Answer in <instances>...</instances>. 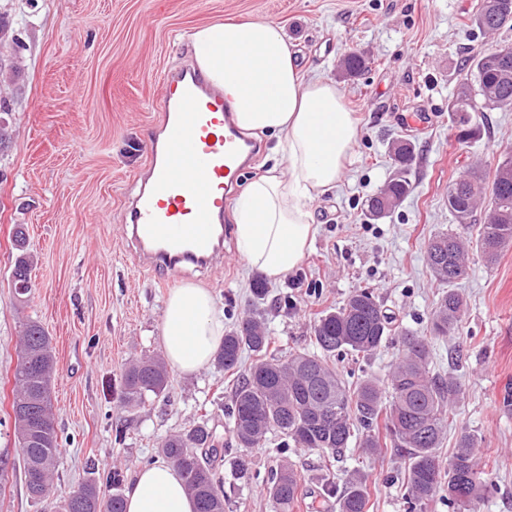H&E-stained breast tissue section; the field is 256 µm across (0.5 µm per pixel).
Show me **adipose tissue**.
<instances>
[{"label": "adipose tissue", "mask_w": 512, "mask_h": 512, "mask_svg": "<svg viewBox=\"0 0 512 512\" xmlns=\"http://www.w3.org/2000/svg\"><path fill=\"white\" fill-rule=\"evenodd\" d=\"M194 61L224 92L238 127L277 139L282 154L247 182L234 201V235L249 266L278 281L312 248L317 228L310 204L332 190L357 145L358 126L335 83L306 78L297 49L273 23L217 21L192 34ZM170 368H206L224 341V310L207 289L174 288L162 319ZM126 512H194L176 468L157 462L138 470L125 494Z\"/></svg>", "instance_id": "ef3b65f1"}]
</instances>
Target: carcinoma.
Segmentation results:
<instances>
[{"label": "carcinoma", "instance_id": "1", "mask_svg": "<svg viewBox=\"0 0 512 512\" xmlns=\"http://www.w3.org/2000/svg\"><path fill=\"white\" fill-rule=\"evenodd\" d=\"M473 24L482 34L512 26V0H480ZM507 55L484 52L468 62L470 76L459 83L448 104L455 139L468 143L481 134L475 112L512 107V45ZM339 68L345 77L361 74L365 59L346 54ZM396 170L389 181L367 200L366 216L381 219L395 211L410 192L408 170L414 151L410 143L393 146ZM487 200L484 223H475L481 200ZM448 210L457 231L442 232L428 242L427 261L434 278L448 286L432 318V333H455L463 300L454 285L466 273L464 235L477 230L476 245L485 262L496 261L499 251L512 244V161L496 167L491 191L473 173L457 179L448 190ZM18 254L12 269L13 285L30 282L32 259L23 249V231L15 232ZM398 336L400 350L386 381L367 376L350 386L328 359L352 353L370 356ZM319 353L298 352L281 359L270 353V337L258 312L224 334V345L214 358L217 367L234 371L244 351L254 355L240 374L226 415L230 439L238 448H260L270 436L282 448H305L322 454L324 461L341 455L355 439L369 456L394 448L407 463L406 494L413 512H428L436 494L447 497L452 512H480L488 489L479 453L481 441L460 432L448 462L439 450L454 415L460 393L456 377L435 376L429 370L426 342L407 333L396 334L394 317L367 289L355 291L335 311L322 313L311 329ZM55 362L50 340L39 322L23 325L17 363L13 369L11 418L20 448L28 495L39 501L54 497L53 477L60 455L52 405ZM168 372L158 356H143L128 363L120 374L119 399L128 407L144 404L167 389ZM216 431L202 422L164 439L160 452L180 473L195 501L196 512H224V488L216 466L226 446H218ZM123 473L114 469L105 477L112 493L105 495L95 481L84 483L55 512H125ZM322 491L336 496L339 512H367L369 492L354 474L337 488L330 480ZM299 478L286 460L278 464L268 487L273 512H291L298 502Z\"/></svg>", "mask_w": 512, "mask_h": 512}]
</instances>
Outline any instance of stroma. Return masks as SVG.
<instances>
[{"mask_svg":"<svg viewBox=\"0 0 512 512\" xmlns=\"http://www.w3.org/2000/svg\"><path fill=\"white\" fill-rule=\"evenodd\" d=\"M476 2L0 0V21L20 39L16 46L0 40V61L20 66L15 74L0 71L10 135L0 149V468L6 485L0 512L43 510L26 491L9 416L25 319L43 324L57 362L58 496L115 468L132 481L139 468L159 460L165 437L189 425L204 421L228 434L225 408L235 378L216 365L189 375L170 372L166 397L132 410L118 407L113 388L125 362L162 353V313L173 289L136 266L121 230L149 163L162 77L192 63L194 29L238 18L279 25L297 45L304 75L336 84L357 121V146L336 188L312 203L317 234L311 251L296 273L268 282L264 301L253 296L258 272L232 237L224 242L228 267L188 266L182 281L212 292L225 329L260 309L270 349L282 358L313 351L311 327L321 312L341 307L355 290L372 291L400 329L427 337L431 373L454 375L461 385L443 454L452 452L459 431L481 436L490 491L480 512H512V409L503 405L504 390L512 387V246L491 265L471 252L470 268L456 285L464 302L457 332L430 333L443 288L429 271L426 246L435 233L456 226L448 187L470 168L490 177L512 160V108L486 113L480 138L465 144L455 140L448 117L468 59L512 44L508 27L473 36ZM352 51L367 67L345 78L339 61ZM398 138L414 147L410 193L389 216L367 220L364 204L390 176V147ZM18 224L35 257L22 305L11 281ZM397 356L392 341L369 357L346 354L335 363L352 383L385 377ZM284 457L301 480L294 512H337L335 498L322 494V480L341 486L357 471L366 476L369 512H409L405 462L394 450L373 458L353 444L327 468L318 452L280 447L275 437L244 455L233 447L225 452L219 464L224 512H272L267 488Z\"/></svg>","mask_w":512,"mask_h":512,"instance_id":"obj_1","label":"stroma"}]
</instances>
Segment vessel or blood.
<instances>
[{"label":"vessel or blood","instance_id":"obj_1","mask_svg":"<svg viewBox=\"0 0 512 512\" xmlns=\"http://www.w3.org/2000/svg\"><path fill=\"white\" fill-rule=\"evenodd\" d=\"M165 84L148 178L131 208V236L143 268L173 274L182 263H203L216 252L222 190L236 181L248 151L223 92L198 70L168 74Z\"/></svg>","mask_w":512,"mask_h":512}]
</instances>
